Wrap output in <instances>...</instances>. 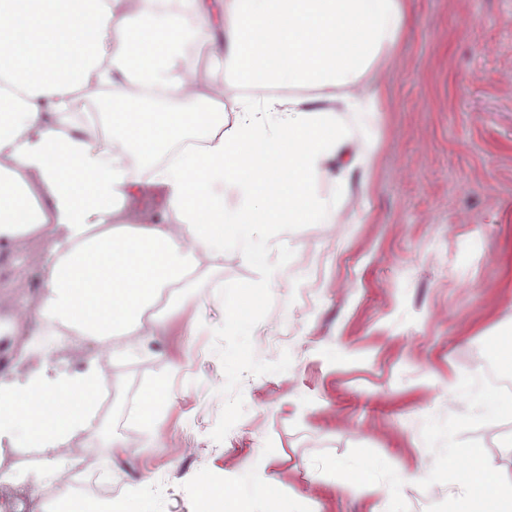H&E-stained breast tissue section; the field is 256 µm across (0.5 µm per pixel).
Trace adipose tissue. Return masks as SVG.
<instances>
[{
  "label": "adipose tissue",
  "instance_id": "1",
  "mask_svg": "<svg viewBox=\"0 0 512 512\" xmlns=\"http://www.w3.org/2000/svg\"><path fill=\"white\" fill-rule=\"evenodd\" d=\"M412 3L0 0V248L43 244L41 335L162 328L204 259L251 248L257 226L337 223L378 151L385 89L363 78ZM189 19L223 33L200 69L182 64ZM107 94L105 129L77 118V98ZM149 186L164 219L128 207ZM104 377L92 362L0 381V434L48 450L97 433ZM456 497L459 512H512V480L473 457Z\"/></svg>",
  "mask_w": 512,
  "mask_h": 512
}]
</instances>
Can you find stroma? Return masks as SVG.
Listing matches in <instances>:
<instances>
[{
	"mask_svg": "<svg viewBox=\"0 0 512 512\" xmlns=\"http://www.w3.org/2000/svg\"><path fill=\"white\" fill-rule=\"evenodd\" d=\"M388 110L367 185L337 224H279L213 256L195 295L138 356L112 363V476L89 502L152 477L148 512H201L215 482L233 512H455L472 454L512 477V390L475 386L473 347L512 333V0H415L397 55L372 68ZM40 243L0 253V379L18 381ZM262 293L249 311L246 290ZM240 319H232L235 308ZM195 335H184L186 325ZM164 389L152 424L130 397Z\"/></svg>",
	"mask_w": 512,
	"mask_h": 512,
	"instance_id": "35a3bbf8",
	"label": "stroma"
}]
</instances>
